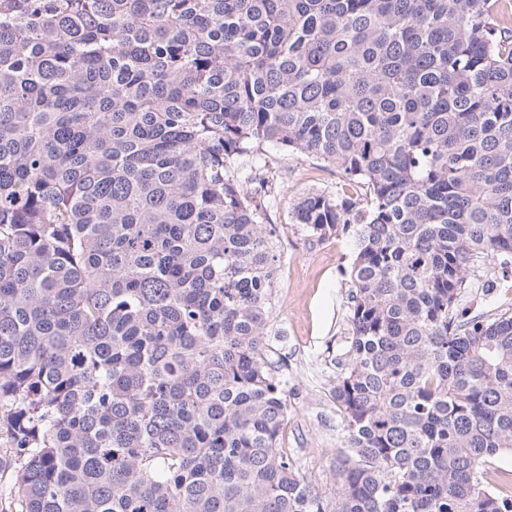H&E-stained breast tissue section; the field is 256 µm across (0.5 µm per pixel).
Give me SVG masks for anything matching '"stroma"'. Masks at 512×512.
I'll return each mask as SVG.
<instances>
[{"label": "stroma", "mask_w": 512, "mask_h": 512, "mask_svg": "<svg viewBox=\"0 0 512 512\" xmlns=\"http://www.w3.org/2000/svg\"><path fill=\"white\" fill-rule=\"evenodd\" d=\"M263 173L278 186L268 217L276 230L281 268L266 341L288 399V424L279 445L300 478L329 498L336 488V466L346 452L332 388L337 363L349 359L343 271L351 261L353 243L345 237L310 243L295 222L294 210L304 194L333 190L342 178L303 154H267ZM460 307L472 316L512 312V276L497 270L477 272L461 293Z\"/></svg>", "instance_id": "1"}]
</instances>
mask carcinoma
Wrapping results in <instances>:
<instances>
[{"instance_id":"carcinoma-1","label":"carcinoma","mask_w":512,"mask_h":512,"mask_svg":"<svg viewBox=\"0 0 512 512\" xmlns=\"http://www.w3.org/2000/svg\"><path fill=\"white\" fill-rule=\"evenodd\" d=\"M271 149L354 243L349 456L278 443ZM512 0H0V512H512ZM486 269H480L473 276L469 288H465L460 296V307L469 316L489 317L509 311L512 313V275L503 276L499 269L488 273L495 280L497 288H483ZM483 469L485 472L496 469L498 472V488L508 490L506 493L510 492L512 487V455L501 454L489 458Z\"/></svg>"}]
</instances>
